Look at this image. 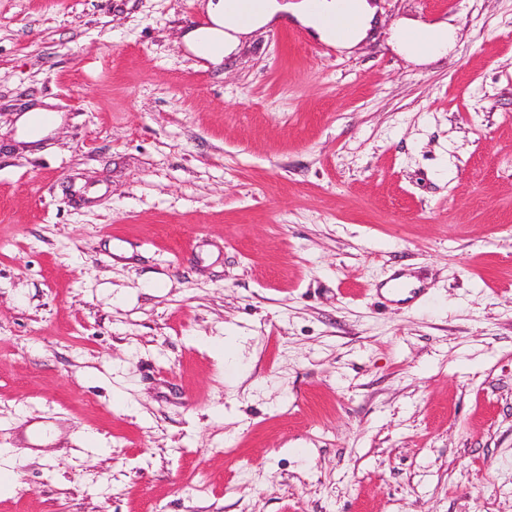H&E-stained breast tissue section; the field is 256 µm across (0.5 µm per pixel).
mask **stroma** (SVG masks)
Returning <instances> with one entry per match:
<instances>
[{"mask_svg": "<svg viewBox=\"0 0 512 512\" xmlns=\"http://www.w3.org/2000/svg\"><path fill=\"white\" fill-rule=\"evenodd\" d=\"M375 2L0 0V512H512V0ZM229 0L208 3V12L213 26L205 30H195L185 36L189 49L211 62H220L239 43L240 36L264 27L272 22L288 21L289 14L322 41L341 49H350L363 39L372 25L374 13L369 0H318L310 7L308 0L299 3H280V0H259L249 16L241 19L228 5ZM345 15L350 19V27L345 35H340L330 19ZM290 17L291 21H294ZM396 45L406 56L427 60L443 55L453 44L448 24H404L395 32Z\"/></svg>", "mask_w": 512, "mask_h": 512, "instance_id": "stroma-1", "label": "stroma"}]
</instances>
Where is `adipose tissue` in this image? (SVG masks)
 I'll list each match as a JSON object with an SVG mask.
<instances>
[{
  "instance_id": "ef3b65f1",
  "label": "adipose tissue",
  "mask_w": 512,
  "mask_h": 512,
  "mask_svg": "<svg viewBox=\"0 0 512 512\" xmlns=\"http://www.w3.org/2000/svg\"><path fill=\"white\" fill-rule=\"evenodd\" d=\"M208 12L212 25L205 30L189 32L186 43L191 51H204L206 59L218 62L237 46L240 36L272 22L295 18L322 41L348 49L363 39L372 25L374 13L368 0H259L247 18H239L227 0H210ZM344 15L350 20L346 34L332 25L333 17ZM396 45L406 56L427 60L445 54L453 44L447 24H405L395 32Z\"/></svg>"
}]
</instances>
